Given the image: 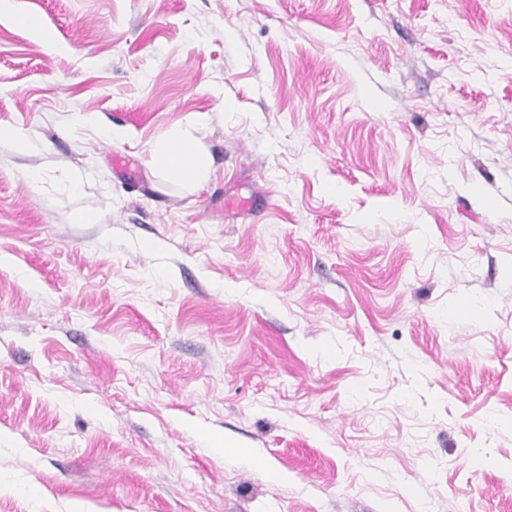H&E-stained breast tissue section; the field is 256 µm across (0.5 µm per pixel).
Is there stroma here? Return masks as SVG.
Instances as JSON below:
<instances>
[{
  "instance_id": "1",
  "label": "stroma",
  "mask_w": 512,
  "mask_h": 512,
  "mask_svg": "<svg viewBox=\"0 0 512 512\" xmlns=\"http://www.w3.org/2000/svg\"><path fill=\"white\" fill-rule=\"evenodd\" d=\"M0 124V512H512V0H13ZM154 155L168 169L185 177L202 181L206 177V164L203 158L190 146L179 143L176 137L167 138L153 148Z\"/></svg>"
}]
</instances>
